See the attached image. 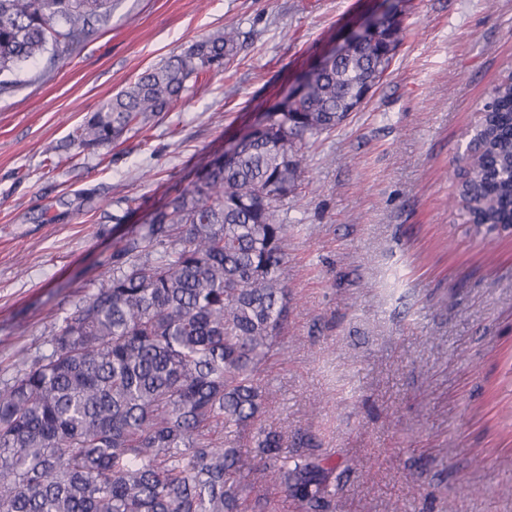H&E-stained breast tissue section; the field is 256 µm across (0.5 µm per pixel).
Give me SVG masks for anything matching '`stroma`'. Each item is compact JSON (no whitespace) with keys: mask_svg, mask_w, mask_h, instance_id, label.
Listing matches in <instances>:
<instances>
[{"mask_svg":"<svg viewBox=\"0 0 512 512\" xmlns=\"http://www.w3.org/2000/svg\"><path fill=\"white\" fill-rule=\"evenodd\" d=\"M390 8L404 38L382 80L303 151L260 423L331 452L336 512H512V232L455 203L470 131L512 69V0H112L108 26L0 97V389L50 353L120 239ZM227 29L235 57L174 110L109 152L64 150L146 68Z\"/></svg>","mask_w":512,"mask_h":512,"instance_id":"1","label":"stroma"}]
</instances>
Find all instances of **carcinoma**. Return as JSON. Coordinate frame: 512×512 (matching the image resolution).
<instances>
[{
	"label": "carcinoma",
	"mask_w": 512,
	"mask_h": 512,
	"mask_svg": "<svg viewBox=\"0 0 512 512\" xmlns=\"http://www.w3.org/2000/svg\"><path fill=\"white\" fill-rule=\"evenodd\" d=\"M112 16V0H0V96L8 76L47 72ZM225 31L146 69L87 116L70 139L112 147L170 111L204 72L237 52ZM402 26L370 31L318 72L292 106L218 155L112 253V278L61 320L52 353L0 391V512H258L242 477L284 489L303 512H336L343 479L318 448L255 432L244 454L214 441L264 408L257 375L279 347L291 301L283 277V205L302 150L340 125L388 69ZM459 173L457 202L476 228L512 227V78L490 89Z\"/></svg>",
	"instance_id": "1"
}]
</instances>
